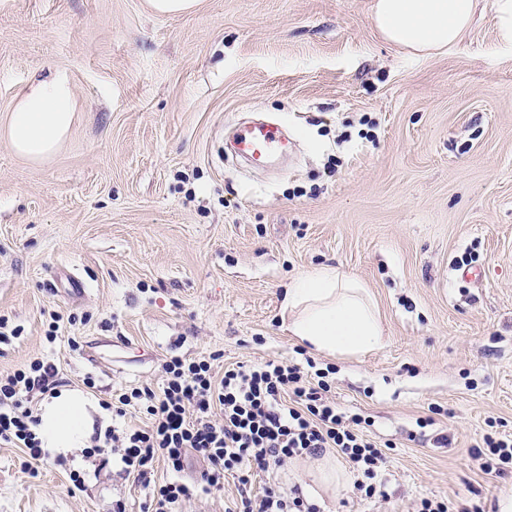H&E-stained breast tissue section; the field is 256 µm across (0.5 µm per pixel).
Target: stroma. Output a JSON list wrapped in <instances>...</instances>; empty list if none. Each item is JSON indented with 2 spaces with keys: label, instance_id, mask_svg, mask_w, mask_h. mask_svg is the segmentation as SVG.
<instances>
[{
  "label": "stroma",
  "instance_id": "stroma-1",
  "mask_svg": "<svg viewBox=\"0 0 512 512\" xmlns=\"http://www.w3.org/2000/svg\"><path fill=\"white\" fill-rule=\"evenodd\" d=\"M372 3L199 0L159 16L147 0H0V129L33 79L62 77L75 99L43 160L0 132V317L20 331L0 375L53 363L98 431L113 392L161 387L170 356L219 353V375L309 359L370 420L388 499L360 497L333 448L290 461L281 487L313 486L327 458L345 482L321 512L423 497L494 512L512 472L483 473L474 450L491 427L512 435V45L479 0L456 46L413 55L380 36ZM259 116L297 142L276 173L227 154L234 125ZM320 265L368 289L380 349L335 357L289 336L283 291ZM25 459L0 445V512L142 510L143 488L100 455L34 473Z\"/></svg>",
  "mask_w": 512,
  "mask_h": 512
}]
</instances>
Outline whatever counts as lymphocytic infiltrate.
I'll list each match as a JSON object with an SVG mask.
<instances>
[{
    "label": "lymphocytic infiltrate",
    "mask_w": 512,
    "mask_h": 512,
    "mask_svg": "<svg viewBox=\"0 0 512 512\" xmlns=\"http://www.w3.org/2000/svg\"><path fill=\"white\" fill-rule=\"evenodd\" d=\"M160 390L134 388L115 393L109 407L122 418L128 408L142 410L146 428L113 427L95 438L93 450L112 451V461L134 476L145 491L143 512H174L177 505L223 491L226 478L248 484L273 475L289 460L338 449L359 479L356 490L382 497L377 478L385 456L364 434L360 415L330 400L324 373L308 375L299 365L267 361L232 364L216 375L212 361L173 355L162 366ZM62 383L54 364L36 360L28 368L0 376V444L25 449L30 463H44L34 398L54 394ZM203 465L199 483L180 474L189 459ZM167 477H153L156 462ZM224 512H319L298 490L284 491L273 482L262 493H241Z\"/></svg>",
    "instance_id": "lymphocytic-infiltrate-1"
}]
</instances>
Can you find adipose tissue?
<instances>
[{
  "label": "adipose tissue",
  "instance_id": "1",
  "mask_svg": "<svg viewBox=\"0 0 512 512\" xmlns=\"http://www.w3.org/2000/svg\"><path fill=\"white\" fill-rule=\"evenodd\" d=\"M476 9L477 0H374L373 22L388 43L431 54L456 46ZM73 116L66 82L56 77L35 81L8 115L9 145L24 158L43 159L68 134ZM283 311L289 333L318 352L359 356L383 344L380 314L369 293L334 266H319L290 282ZM85 403L80 392L65 390L43 406L37 432L46 450L65 454L85 446Z\"/></svg>",
  "mask_w": 512,
  "mask_h": 512
}]
</instances>
